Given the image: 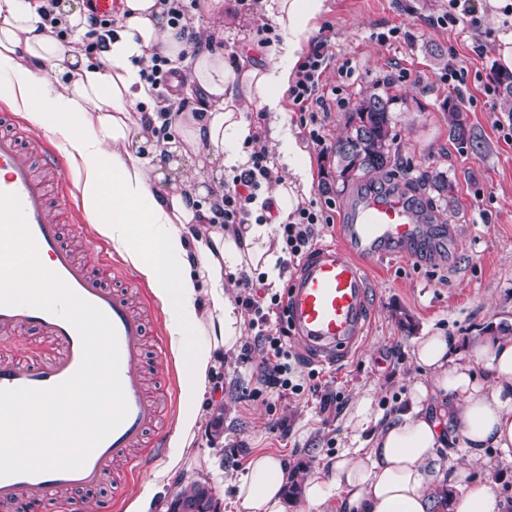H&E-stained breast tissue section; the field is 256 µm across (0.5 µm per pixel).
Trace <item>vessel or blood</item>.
<instances>
[{"mask_svg": "<svg viewBox=\"0 0 512 512\" xmlns=\"http://www.w3.org/2000/svg\"><path fill=\"white\" fill-rule=\"evenodd\" d=\"M59 155L46 151L33 161L14 133H0V192L17 194L39 255L48 256L51 269L83 299L100 308L114 326L119 344V374L128 402L126 418L75 471L19 474L0 477V512H11L23 498L55 497L102 484L110 473L134 479L146 463L145 449L163 452L164 406L148 389L146 363L167 368L168 347L156 336L147 348L151 310L136 304L130 278L108 288L64 243L57 220L67 205L64 194H51L36 164L57 170ZM423 233L416 210L406 197L372 193L352 205L341 226L340 241L317 246L289 285L286 317L296 338L310 350L341 357L362 336L366 323L363 263L407 251ZM43 336L51 347L39 359L0 360V388H49L68 379L82 359L80 339L62 317L28 306H0V334Z\"/></svg>", "mask_w": 512, "mask_h": 512, "instance_id": "b4317fda", "label": "vessel or blood"}]
</instances>
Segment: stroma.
<instances>
[{"mask_svg":"<svg viewBox=\"0 0 512 512\" xmlns=\"http://www.w3.org/2000/svg\"><path fill=\"white\" fill-rule=\"evenodd\" d=\"M326 5L314 34L327 37L337 62L352 60L356 71L343 83L335 65L328 66L325 89L343 85L352 103L371 88L389 97L393 149L400 163L409 166L414 178L444 173L453 192L446 202L424 189L414 192L416 203L436 216L427 237L411 254L367 263L368 327L347 357L333 366L317 362L296 337H289V350L301 360L298 376L318 372V394L281 395L261 386L257 369L267 354L253 331H246L240 347L223 354L213 378L214 405L193 444L199 463L195 473L221 512H235L224 485L253 454L287 459L298 479L319 476L336 453L357 445L345 418L359 395L371 394L380 415L397 412L419 372L413 358L418 338L454 336L463 342L493 329L512 331V141L505 137L512 112L482 93L499 65L503 41L512 38V15L491 13L487 0H475L478 26L461 25L452 32L433 22L445 0H327ZM272 22L264 8L248 14L239 0H224V32L215 45L234 64H279V57L257 45V28ZM394 27L400 30L398 38L377 41V34ZM436 47L443 53L438 60L430 54ZM450 52L467 68L466 84L442 81ZM404 71L410 74L405 81L400 78ZM450 98L460 104L479 148L463 150L449 138L445 107ZM283 107L313 169L309 199L333 201L334 223L325 227L322 241L336 242L343 205L356 189L323 194L333 160L307 140L291 102ZM327 394L335 396L336 408L325 416L319 399ZM275 422L280 425L276 431L271 428ZM152 477L148 469L118 490L109 482L91 491L76 490L65 500L37 503L34 512H102L114 493L130 501Z\"/></svg>","mask_w":512,"mask_h":512,"instance_id":"1","label":"stroma"}]
</instances>
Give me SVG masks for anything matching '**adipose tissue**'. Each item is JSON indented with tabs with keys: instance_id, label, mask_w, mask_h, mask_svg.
I'll return each mask as SVG.
<instances>
[{
	"instance_id": "obj_1",
	"label": "adipose tissue",
	"mask_w": 512,
	"mask_h": 512,
	"mask_svg": "<svg viewBox=\"0 0 512 512\" xmlns=\"http://www.w3.org/2000/svg\"><path fill=\"white\" fill-rule=\"evenodd\" d=\"M264 8L284 31L271 50L280 62L238 67L210 50L207 36L192 43L180 36L162 0H120L112 39L92 57L79 39L86 15L68 0L58 14L78 36L67 43L35 0H0V99L59 140L70 166L82 172L78 189L89 224L160 303L186 378L168 461L127 512H151L181 472L212 397L218 353L234 350L244 336L234 274L257 267L267 282L277 281L270 225L253 224L239 235L210 221L223 174L248 166L241 145L255 132L249 105L266 109L272 146L288 167L269 193L276 223L292 219L312 184L280 100L326 0H266ZM157 55L181 75L180 93L157 97L142 78ZM193 94L204 99L200 111L181 109ZM165 123L177 134L161 141L154 130ZM414 355L422 373L401 410L383 418L371 396L356 400L347 425L370 436L304 481L301 499L312 512L331 500L336 512H505L497 483L472 477L457 462L454 438L462 436L478 457L487 448L512 454V336H477L463 345L428 336ZM481 364L487 374L480 379ZM292 479L281 457L253 455L230 485L236 512H288Z\"/></svg>"
}]
</instances>
